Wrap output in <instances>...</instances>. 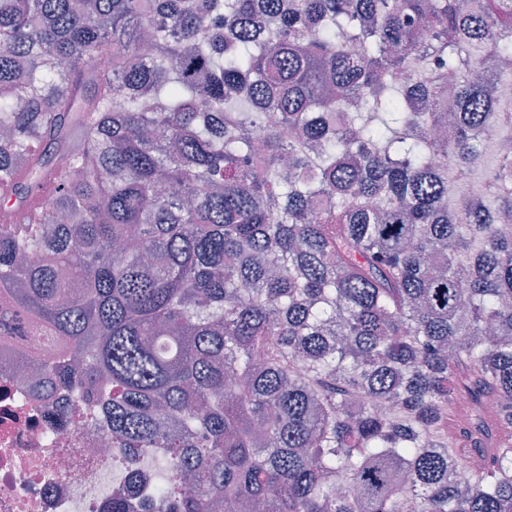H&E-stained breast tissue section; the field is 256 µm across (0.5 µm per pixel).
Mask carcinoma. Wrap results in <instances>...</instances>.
<instances>
[{
	"label": "carcinoma",
	"instance_id": "obj_1",
	"mask_svg": "<svg viewBox=\"0 0 512 512\" xmlns=\"http://www.w3.org/2000/svg\"><path fill=\"white\" fill-rule=\"evenodd\" d=\"M507 57L512 0H0V345L153 512H512Z\"/></svg>",
	"mask_w": 512,
	"mask_h": 512
}]
</instances>
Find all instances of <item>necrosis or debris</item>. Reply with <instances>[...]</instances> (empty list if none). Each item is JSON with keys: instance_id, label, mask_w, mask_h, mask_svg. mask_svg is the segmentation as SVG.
<instances>
[{"instance_id": "4bbe7bcc", "label": "necrosis or debris", "mask_w": 512, "mask_h": 512, "mask_svg": "<svg viewBox=\"0 0 512 512\" xmlns=\"http://www.w3.org/2000/svg\"><path fill=\"white\" fill-rule=\"evenodd\" d=\"M33 350L0 353V512H107L113 484L131 478L112 463L111 429L103 420L50 427L46 408L77 396L37 391L24 365Z\"/></svg>"}]
</instances>
